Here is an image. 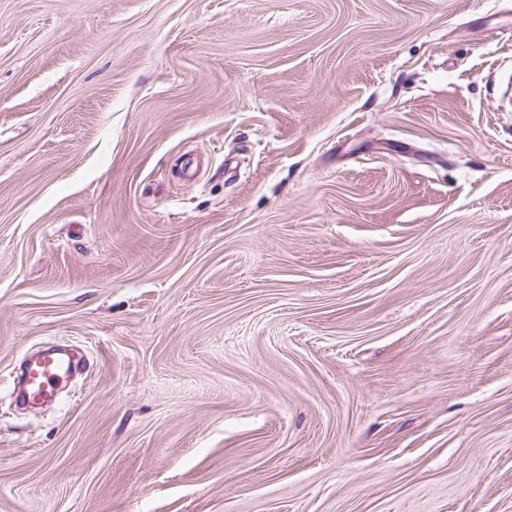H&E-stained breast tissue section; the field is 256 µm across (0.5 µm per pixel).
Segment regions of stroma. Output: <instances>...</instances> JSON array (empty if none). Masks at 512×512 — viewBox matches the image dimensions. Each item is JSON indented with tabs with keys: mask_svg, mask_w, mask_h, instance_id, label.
Masks as SVG:
<instances>
[{
	"mask_svg": "<svg viewBox=\"0 0 512 512\" xmlns=\"http://www.w3.org/2000/svg\"><path fill=\"white\" fill-rule=\"evenodd\" d=\"M0 512H512V0H0ZM63 366L61 355L52 349L30 359L25 367L23 400L32 405L47 402L63 377Z\"/></svg>",
	"mask_w": 512,
	"mask_h": 512,
	"instance_id": "35a3bbf8",
	"label": "stroma"
}]
</instances>
